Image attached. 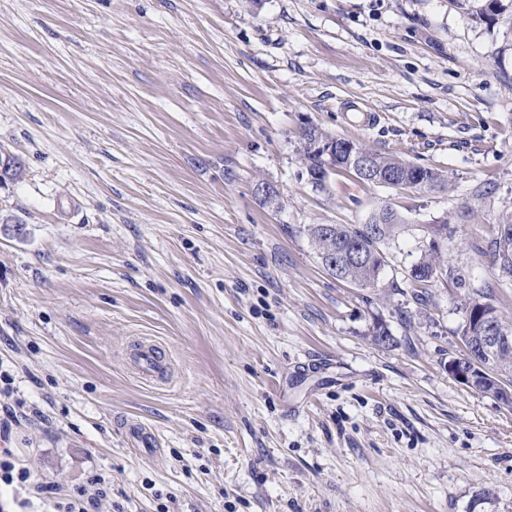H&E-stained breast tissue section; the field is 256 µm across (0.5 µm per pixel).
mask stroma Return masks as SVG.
<instances>
[{
    "label": "stroma",
    "mask_w": 512,
    "mask_h": 512,
    "mask_svg": "<svg viewBox=\"0 0 512 512\" xmlns=\"http://www.w3.org/2000/svg\"><path fill=\"white\" fill-rule=\"evenodd\" d=\"M475 7L0 0V153L25 166L0 185L21 464L68 487L106 476L102 512H512V408L449 376L453 294L337 280L301 232L386 204L415 226L386 245L387 278L433 249L493 279L474 245L512 212V0ZM308 126L453 189L336 172L316 191ZM140 341L165 381L129 371ZM133 422L155 447L128 443Z\"/></svg>",
    "instance_id": "1"
}]
</instances>
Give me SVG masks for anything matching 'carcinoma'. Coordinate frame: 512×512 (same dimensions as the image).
I'll return each instance as SVG.
<instances>
[{
  "instance_id": "1",
  "label": "carcinoma",
  "mask_w": 512,
  "mask_h": 512,
  "mask_svg": "<svg viewBox=\"0 0 512 512\" xmlns=\"http://www.w3.org/2000/svg\"><path fill=\"white\" fill-rule=\"evenodd\" d=\"M366 155L370 158L371 177L364 178L354 160ZM301 161L312 187L325 192L328 188L326 169L335 167L363 184L392 187L390 175L399 177V188L448 189V181L440 172L418 165H407V160L392 154L379 153L358 140H350L309 127L303 132ZM412 228L408 220L388 206L380 208L375 217L364 224H306L303 233L323 269L331 276L349 282L358 288L383 287V272L387 265L383 247L399 234ZM491 258L495 267L494 280H477L459 268L439 258L424 255L406 271L404 279L414 286L412 298L421 305L431 301L426 288L444 280L464 291L462 303L461 344L471 348L480 344L481 337L497 333L509 339V345L492 350L480 357L484 376L474 390L490 395L512 407V322L500 316L496 291L512 290V213L494 226L486 248H477ZM372 340L381 346L394 343L387 324L374 325Z\"/></svg>"
}]
</instances>
